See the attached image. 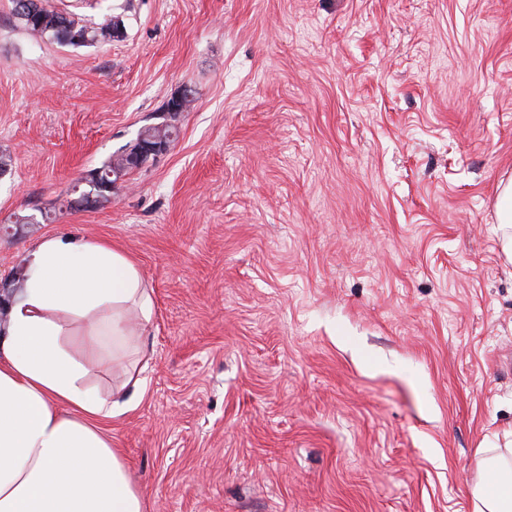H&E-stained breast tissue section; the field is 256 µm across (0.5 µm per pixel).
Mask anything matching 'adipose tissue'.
I'll use <instances>...</instances> for the list:
<instances>
[{"instance_id": "ef3b65f1", "label": "adipose tissue", "mask_w": 512, "mask_h": 512, "mask_svg": "<svg viewBox=\"0 0 512 512\" xmlns=\"http://www.w3.org/2000/svg\"><path fill=\"white\" fill-rule=\"evenodd\" d=\"M26 265L24 288L0 312V512H143L103 428L139 381L100 391L65 339L126 354L132 336L149 332L152 290L136 261L98 239L45 237ZM477 454L498 484L473 487L474 512H512V448Z\"/></svg>"}]
</instances>
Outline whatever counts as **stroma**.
Wrapping results in <instances>:
<instances>
[{"instance_id": "1", "label": "stroma", "mask_w": 512, "mask_h": 512, "mask_svg": "<svg viewBox=\"0 0 512 512\" xmlns=\"http://www.w3.org/2000/svg\"><path fill=\"white\" fill-rule=\"evenodd\" d=\"M49 3L123 36L0 0V285L51 235L138 262L143 387L105 429L144 512H473L512 433V0ZM186 86L169 152L70 207ZM45 2L47 1L13 0L14 15L27 32L40 37H46L60 44L76 46L92 44L99 40H112V38L118 37L120 33V30L113 31L112 26L117 25L112 23V20L100 24L98 27L90 26L82 19L59 12ZM31 16L36 17L31 19ZM68 27L75 29L76 32L83 36L82 43L74 44L66 40ZM80 183L86 186L87 191L83 192L74 203L83 208L93 207L103 202V200H105L103 194L106 195L105 191L108 190L112 192L115 185V182H112V185L101 186L96 179H92L86 175L81 179ZM89 189L92 190L89 192ZM498 207L500 221L498 224V239L500 250L508 261L512 263V184L504 186L499 192Z\"/></svg>"}]
</instances>
